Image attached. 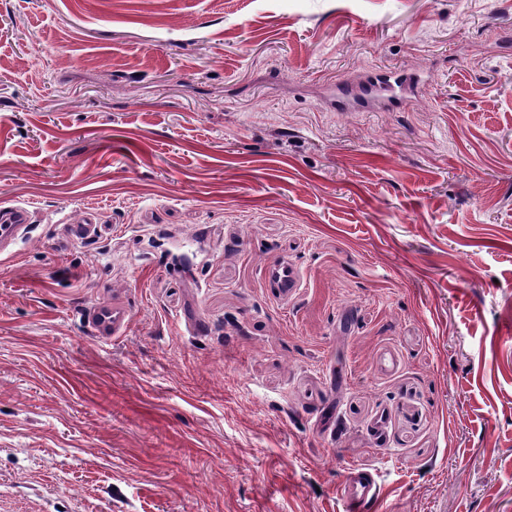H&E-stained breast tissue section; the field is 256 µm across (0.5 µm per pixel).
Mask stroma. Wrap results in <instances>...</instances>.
Listing matches in <instances>:
<instances>
[{
    "mask_svg": "<svg viewBox=\"0 0 512 512\" xmlns=\"http://www.w3.org/2000/svg\"><path fill=\"white\" fill-rule=\"evenodd\" d=\"M1 198L0 512H512V0H0ZM366 86L370 90H376L380 92H388L389 98H396L398 93H402L406 90L407 83L406 79H403L400 75L394 72H377L371 75ZM0 253H7L31 224V213L22 205L0 202ZM267 281L283 299H290L299 288L298 272L286 261H277L267 267ZM129 317V310L125 303L111 298L90 307L85 314V323L96 336L110 339L124 331ZM379 493V485L369 471L361 467L351 469L340 490L344 512L365 510L368 504L379 500Z\"/></svg>",
    "mask_w": 512,
    "mask_h": 512,
    "instance_id": "1",
    "label": "stroma"
}]
</instances>
